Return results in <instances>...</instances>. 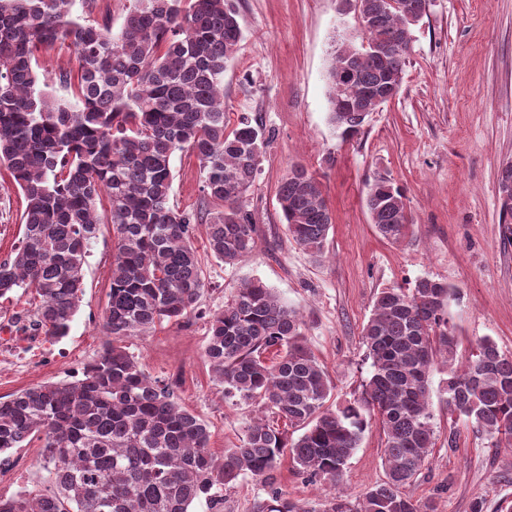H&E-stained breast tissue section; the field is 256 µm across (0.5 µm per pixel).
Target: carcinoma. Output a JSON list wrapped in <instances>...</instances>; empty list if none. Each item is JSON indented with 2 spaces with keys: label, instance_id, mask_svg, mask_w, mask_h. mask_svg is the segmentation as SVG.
I'll return each mask as SVG.
<instances>
[{
  "label": "carcinoma",
  "instance_id": "obj_1",
  "mask_svg": "<svg viewBox=\"0 0 512 512\" xmlns=\"http://www.w3.org/2000/svg\"><path fill=\"white\" fill-rule=\"evenodd\" d=\"M75 0H0V172L22 193L23 233L0 262V314L16 293L32 290L38 334L68 335L84 290L83 272L100 225L114 233L102 354L75 381H47L0 400V454L41 442L48 486L0 497V512H192L249 474L268 487L253 512H434L404 493L435 446L430 372L443 363L448 410L477 430L512 443V356L483 338L467 363L454 366L449 326L452 289L431 278L383 288L362 328L372 372L362 396L325 406L327 372L307 345L304 322L260 280L237 289L208 317L204 357L224 393L256 402L288 426L256 417L222 459L207 425L180 403L172 384L146 374L122 338L140 336L199 312L205 289L193 244L206 220L207 251L233 265L257 248L247 209L265 128L243 116L230 128L224 69L242 39L235 0H130L119 31L108 21L73 15ZM359 0L361 44L341 43L328 70L331 121L357 134L380 102L369 89L396 83L406 64L412 18L426 0ZM389 50L376 55L372 46ZM72 50L76 69L59 75L69 97L38 88L43 53ZM354 59L349 84L336 69ZM199 162L206 216L170 203L172 157ZM288 235L313 258L325 254L332 216L323 183L294 165L278 187ZM365 206L384 239L408 236L402 189L381 176ZM383 434L386 479L352 500L336 490L371 420ZM290 455L296 472L332 488L319 506L274 488Z\"/></svg>",
  "mask_w": 512,
  "mask_h": 512
}]
</instances>
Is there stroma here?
Listing matches in <instances>:
<instances>
[{"mask_svg":"<svg viewBox=\"0 0 512 512\" xmlns=\"http://www.w3.org/2000/svg\"><path fill=\"white\" fill-rule=\"evenodd\" d=\"M243 38L224 71L229 122L245 115L270 133L247 205L259 230L257 250L238 265L206 249V227L194 244L206 283L201 312L123 343L146 373L176 382L185 408L211 432L215 455L238 444L254 406L226 396L204 358L207 315L223 307L244 279H258L305 323L307 344L332 385L329 407L360 398L372 368L361 340L376 293L413 287L422 278L453 288L449 324L466 358L487 337L512 355V244L505 241L498 179L512 161V0H428L411 28V50L398 95L372 112L360 132L343 136L330 120L328 70L343 38L359 35L354 11L340 0H235ZM321 180L333 224L326 254L315 259L289 239L277 188L294 164ZM172 204L207 208L197 159L172 160ZM390 177L406 196L413 225L394 245L369 219L365 196ZM22 194L0 179V260L22 236ZM111 225L100 228L84 268L85 293L69 333L66 364H51L14 383L0 378V397L45 381L82 378L105 343L102 324L112 260ZM442 372L431 375L436 445L405 492L435 512H512V447L449 415ZM378 426L367 429L345 467L353 499L384 480ZM287 495L320 503L329 489L299 476L290 457L276 472Z\"/></svg>","mask_w":512,"mask_h":512,"instance_id":"1","label":"stroma"}]
</instances>
